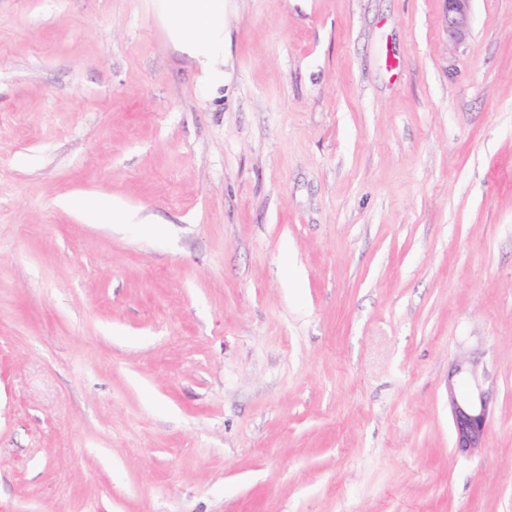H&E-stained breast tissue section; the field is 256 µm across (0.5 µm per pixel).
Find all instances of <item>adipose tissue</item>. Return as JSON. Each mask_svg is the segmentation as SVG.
<instances>
[{
    "label": "adipose tissue",
    "mask_w": 512,
    "mask_h": 512,
    "mask_svg": "<svg viewBox=\"0 0 512 512\" xmlns=\"http://www.w3.org/2000/svg\"><path fill=\"white\" fill-rule=\"evenodd\" d=\"M171 39L195 61L211 90L224 85V0H159Z\"/></svg>",
    "instance_id": "1"
}]
</instances>
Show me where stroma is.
Listing matches in <instances>:
<instances>
[{"label":"stroma","instance_id":"obj_1","mask_svg":"<svg viewBox=\"0 0 512 512\" xmlns=\"http://www.w3.org/2000/svg\"><path fill=\"white\" fill-rule=\"evenodd\" d=\"M224 8L0 0V512H512V0ZM171 39L195 61L203 83L224 87V0H158ZM448 35L456 43H463L470 30L472 0H446ZM469 369L458 363L448 376V405L452 420L453 447L462 453H474L484 448L491 407L484 393H461L458 380Z\"/></svg>","mask_w":512,"mask_h":512}]
</instances>
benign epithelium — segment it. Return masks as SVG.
I'll return each mask as SVG.
<instances>
[{
    "mask_svg": "<svg viewBox=\"0 0 512 512\" xmlns=\"http://www.w3.org/2000/svg\"><path fill=\"white\" fill-rule=\"evenodd\" d=\"M449 37L463 43L470 30L472 0H446ZM469 373L465 363H458L448 376V405L452 420L453 445L462 453H474L484 447L491 407L483 393H462L458 380Z\"/></svg>",
    "mask_w": 512,
    "mask_h": 512,
    "instance_id": "obj_1",
    "label": "benign epithelium"
}]
</instances>
